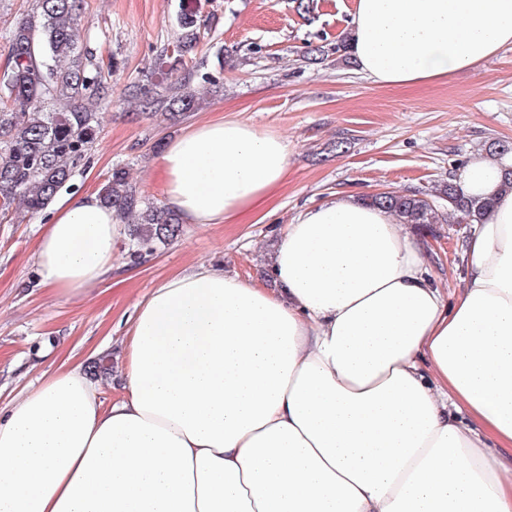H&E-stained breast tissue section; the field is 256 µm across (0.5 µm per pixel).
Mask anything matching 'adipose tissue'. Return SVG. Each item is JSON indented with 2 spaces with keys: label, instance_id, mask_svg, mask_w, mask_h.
Returning <instances> with one entry per match:
<instances>
[{
  "label": "adipose tissue",
  "instance_id": "obj_1",
  "mask_svg": "<svg viewBox=\"0 0 512 512\" xmlns=\"http://www.w3.org/2000/svg\"><path fill=\"white\" fill-rule=\"evenodd\" d=\"M360 71L413 86L512 46V0H356ZM283 137L192 125L158 174L189 224L238 217L280 185ZM512 154L472 158L493 198L445 298L384 210L337 194L287 225L273 286L208 266L139 303L122 395L58 366L0 413V512H512ZM120 226L89 194L59 201L36 244L43 285L91 291Z\"/></svg>",
  "mask_w": 512,
  "mask_h": 512
}]
</instances>
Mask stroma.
<instances>
[{
	"mask_svg": "<svg viewBox=\"0 0 512 512\" xmlns=\"http://www.w3.org/2000/svg\"><path fill=\"white\" fill-rule=\"evenodd\" d=\"M355 4L312 0L310 14L302 15L292 0H84L79 42L118 68L89 159L61 197L98 193L121 167L145 199L165 203L157 144L223 118L284 137L288 178L230 223L184 225L178 242L136 265L125 255L132 226L124 224L111 272L92 293L68 301L40 283L35 245L48 213L0 216L1 410L36 386L51 364L82 367L101 357L112 366L101 381L104 401L112 402L121 394L120 342L130 318L167 279L212 265L267 282L280 233L302 209L339 193L431 191L490 143H512V47L478 70L411 87L374 84L336 54L306 63L308 46L346 34ZM183 10L201 20L184 74L202 105L173 123L141 111L126 88L158 82L159 55L174 41ZM205 72L216 73V83L203 82ZM467 232L464 224H438L413 234L448 297L462 286Z\"/></svg>",
	"mask_w": 512,
	"mask_h": 512,
	"instance_id": "stroma-1",
	"label": "stroma"
}]
</instances>
